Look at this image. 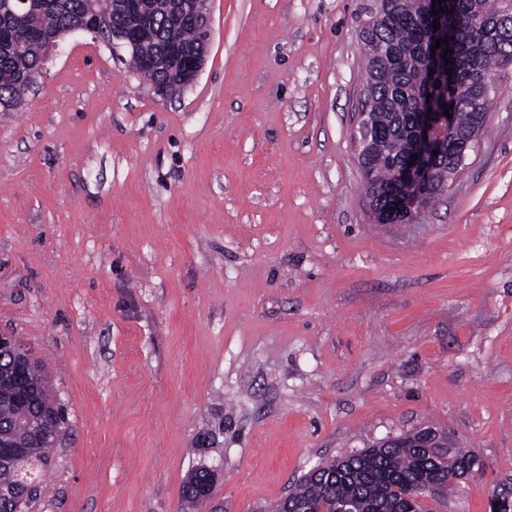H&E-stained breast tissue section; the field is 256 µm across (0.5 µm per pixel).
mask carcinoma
Listing matches in <instances>:
<instances>
[{
    "instance_id": "carcinoma-1",
    "label": "carcinoma",
    "mask_w": 512,
    "mask_h": 512,
    "mask_svg": "<svg viewBox=\"0 0 512 512\" xmlns=\"http://www.w3.org/2000/svg\"><path fill=\"white\" fill-rule=\"evenodd\" d=\"M89 0H33L23 19L11 12L12 0H0V112L23 104L22 76L39 67L44 46L39 35L63 32L84 16ZM100 39L112 31L144 30L145 41L130 50L135 70L153 85L179 79L185 58L202 49L201 35L177 29L173 19L182 0H101ZM508 4L504 0H393L374 31L363 40L365 56L380 58L367 71L365 96L374 124L384 133L370 159L368 186L383 200L392 195L394 173L407 166V149L419 121L418 113L449 110L467 120L480 94L481 75L493 77L512 67V31L495 28ZM439 14H434V11ZM440 25L436 30L433 24ZM449 43L431 49L436 41ZM451 54H445L447 50ZM435 60L436 77L429 80L428 62ZM453 73L446 74V71ZM13 356H0V487H39L49 451L65 422L40 363L25 369L35 396L22 402L23 386L14 375ZM477 460L466 448L440 452L422 447L413 435L390 446L374 445L358 453L319 464L303 475L288 494L290 512H431L423 489L433 483L445 491L466 474L476 476ZM214 474L192 472L182 485L183 499L202 506L211 498Z\"/></svg>"
}]
</instances>
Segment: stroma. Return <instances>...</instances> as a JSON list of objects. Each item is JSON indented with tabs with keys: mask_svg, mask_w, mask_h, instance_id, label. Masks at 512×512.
Instances as JSON below:
<instances>
[{
	"mask_svg": "<svg viewBox=\"0 0 512 512\" xmlns=\"http://www.w3.org/2000/svg\"><path fill=\"white\" fill-rule=\"evenodd\" d=\"M368 0H210L156 96L84 33L0 112V333L65 409L29 512H270L320 462L430 425L512 483V71L463 170L373 223L352 144ZM214 474L208 470L192 472L182 485L183 499L192 506H202L211 498Z\"/></svg>",
	"mask_w": 512,
	"mask_h": 512,
	"instance_id": "35a3bbf8",
	"label": "stroma"
}]
</instances>
